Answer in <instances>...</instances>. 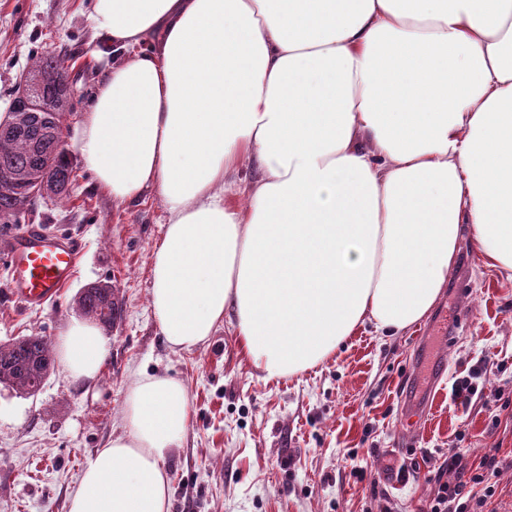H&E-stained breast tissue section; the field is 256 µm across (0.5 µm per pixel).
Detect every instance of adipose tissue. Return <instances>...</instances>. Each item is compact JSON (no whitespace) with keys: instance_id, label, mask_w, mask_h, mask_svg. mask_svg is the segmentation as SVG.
Here are the masks:
<instances>
[{"instance_id":"adipose-tissue-1","label":"adipose tissue","mask_w":512,"mask_h":512,"mask_svg":"<svg viewBox=\"0 0 512 512\" xmlns=\"http://www.w3.org/2000/svg\"><path fill=\"white\" fill-rule=\"evenodd\" d=\"M92 20L122 58L80 151L113 200L165 206L149 304L171 349L230 313L280 378L422 319L463 230L512 272V0H95ZM107 345L75 315L54 350L91 383ZM189 411L181 380L139 375L68 512H169Z\"/></svg>"}]
</instances>
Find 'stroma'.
Listing matches in <instances>:
<instances>
[{"mask_svg": "<svg viewBox=\"0 0 512 512\" xmlns=\"http://www.w3.org/2000/svg\"><path fill=\"white\" fill-rule=\"evenodd\" d=\"M93 0H0V113L48 54L61 57L73 89L64 138L75 179L63 195L37 198L20 224H0V343L57 337L87 285L111 282L121 317L105 335L108 358L86 387L56 367L31 396L0 384V512H67L86 459L124 426L125 392L139 373L165 372L190 396V420L172 457L170 512H423L449 449L464 462L498 449L492 512H512V274L490 267L470 233L432 310L395 336L360 328L336 352L296 376L265 380L241 354L231 326L191 351H170L149 308L151 256L166 211L153 195L118 202L93 180L79 150L80 118L112 59L100 55ZM71 238L75 277L36 308L8 291L5 254L17 228ZM469 271L470 315L450 341L425 335L456 303L453 282ZM444 345L446 370L432 415L408 426L401 401L417 346ZM470 405L452 385L470 370ZM368 470L358 479L354 468Z\"/></svg>", "mask_w": 512, "mask_h": 512, "instance_id": "1", "label": "stroma"}]
</instances>
